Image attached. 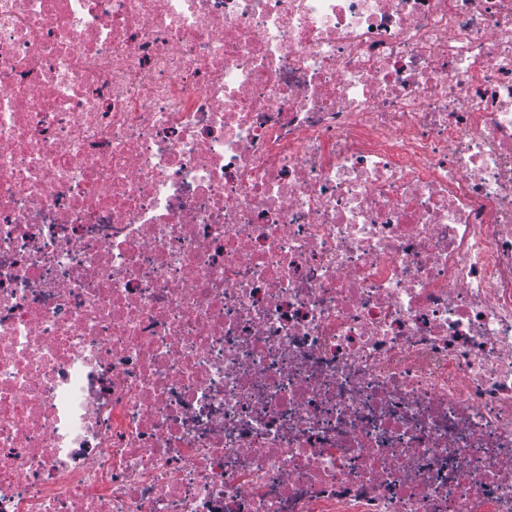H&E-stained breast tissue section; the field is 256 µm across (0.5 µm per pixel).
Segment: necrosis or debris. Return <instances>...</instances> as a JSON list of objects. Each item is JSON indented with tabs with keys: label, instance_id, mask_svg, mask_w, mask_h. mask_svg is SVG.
<instances>
[{
	"label": "necrosis or debris",
	"instance_id": "necrosis-or-debris-1",
	"mask_svg": "<svg viewBox=\"0 0 512 512\" xmlns=\"http://www.w3.org/2000/svg\"><path fill=\"white\" fill-rule=\"evenodd\" d=\"M0 512H512V0H0Z\"/></svg>",
	"mask_w": 512,
	"mask_h": 512
}]
</instances>
